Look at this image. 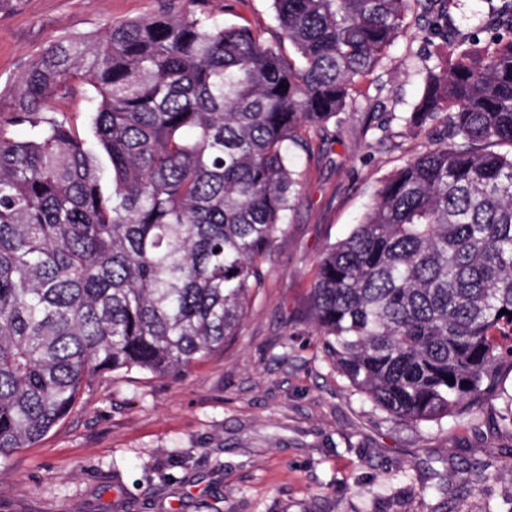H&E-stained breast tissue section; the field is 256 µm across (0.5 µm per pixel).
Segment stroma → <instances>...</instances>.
Wrapping results in <instances>:
<instances>
[{"label": "stroma", "instance_id": "35a3bbf8", "mask_svg": "<svg viewBox=\"0 0 512 512\" xmlns=\"http://www.w3.org/2000/svg\"><path fill=\"white\" fill-rule=\"evenodd\" d=\"M184 0H0V96L53 42L176 13ZM225 25L270 37L271 0H209ZM386 49L367 95L310 129L300 192L236 336L176 377L96 379L74 412L0 467V512H512V425L483 407L408 427L354 393L295 316L324 248L345 238L380 181L436 134L364 132L421 86L417 23ZM491 458L482 492L463 461ZM414 471V481L401 476Z\"/></svg>", "mask_w": 512, "mask_h": 512}]
</instances>
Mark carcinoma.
<instances>
[{
    "mask_svg": "<svg viewBox=\"0 0 512 512\" xmlns=\"http://www.w3.org/2000/svg\"><path fill=\"white\" fill-rule=\"evenodd\" d=\"M485 3L459 36L458 0H272L275 42L188 9L31 62L0 102V464L95 378L176 376L238 333L298 193L301 130L346 113L410 14L431 24L399 120L443 139L321 253L300 320L398 422L501 400L512 424V0ZM82 84L88 137L69 112ZM492 467L470 466V492Z\"/></svg>",
    "mask_w": 512,
    "mask_h": 512,
    "instance_id": "carcinoma-1",
    "label": "carcinoma"
}]
</instances>
